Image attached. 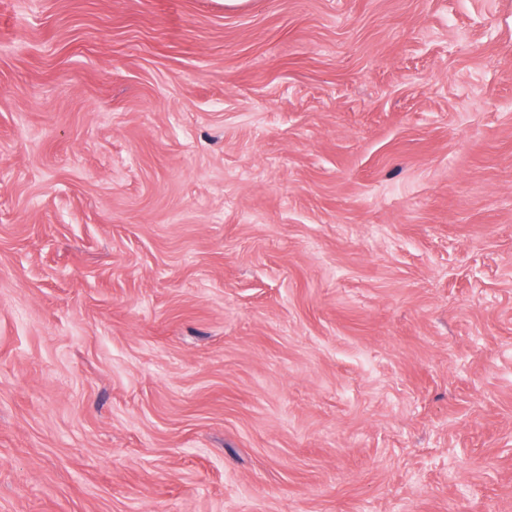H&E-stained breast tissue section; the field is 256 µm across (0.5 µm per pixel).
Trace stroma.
<instances>
[{
  "instance_id": "35a3bbf8",
  "label": "stroma",
  "mask_w": 512,
  "mask_h": 512,
  "mask_svg": "<svg viewBox=\"0 0 512 512\" xmlns=\"http://www.w3.org/2000/svg\"><path fill=\"white\" fill-rule=\"evenodd\" d=\"M0 512H512V0H0Z\"/></svg>"
}]
</instances>
